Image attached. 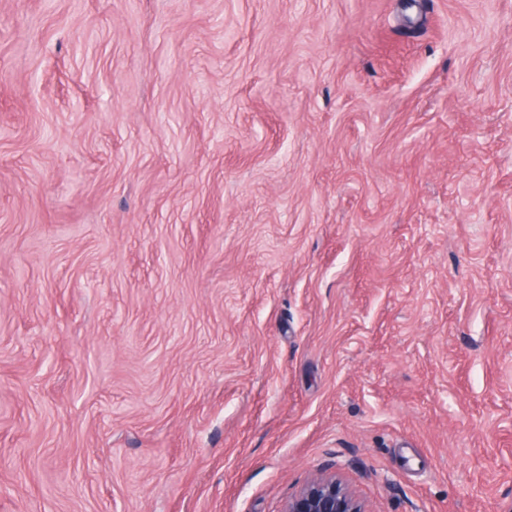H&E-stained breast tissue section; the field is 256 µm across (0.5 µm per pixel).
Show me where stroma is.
Segmentation results:
<instances>
[{
  "mask_svg": "<svg viewBox=\"0 0 512 512\" xmlns=\"http://www.w3.org/2000/svg\"><path fill=\"white\" fill-rule=\"evenodd\" d=\"M512 512V0H0V512ZM285 512H362V509L336 476H328L312 480L288 502Z\"/></svg>",
  "mask_w": 512,
  "mask_h": 512,
  "instance_id": "35a3bbf8",
  "label": "stroma"
}]
</instances>
